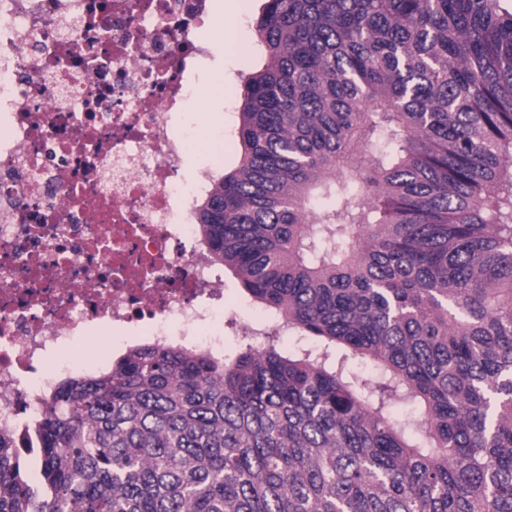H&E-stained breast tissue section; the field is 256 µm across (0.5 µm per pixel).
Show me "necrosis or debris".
Instances as JSON below:
<instances>
[{
    "label": "necrosis or debris",
    "mask_w": 512,
    "mask_h": 512,
    "mask_svg": "<svg viewBox=\"0 0 512 512\" xmlns=\"http://www.w3.org/2000/svg\"><path fill=\"white\" fill-rule=\"evenodd\" d=\"M212 0H0V430L21 431L117 333L213 353L224 271L174 133L215 52ZM82 346L75 362L63 350Z\"/></svg>",
    "instance_id": "necrosis-or-debris-1"
}]
</instances>
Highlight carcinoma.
Returning a JSON list of instances; mask_svg holds the SVG:
<instances>
[{
  "label": "carcinoma",
  "mask_w": 512,
  "mask_h": 512,
  "mask_svg": "<svg viewBox=\"0 0 512 512\" xmlns=\"http://www.w3.org/2000/svg\"><path fill=\"white\" fill-rule=\"evenodd\" d=\"M254 30L195 224L296 347L69 379L37 476L0 432V512H512V0H264Z\"/></svg>",
  "instance_id": "cac0c4a2"
}]
</instances>
